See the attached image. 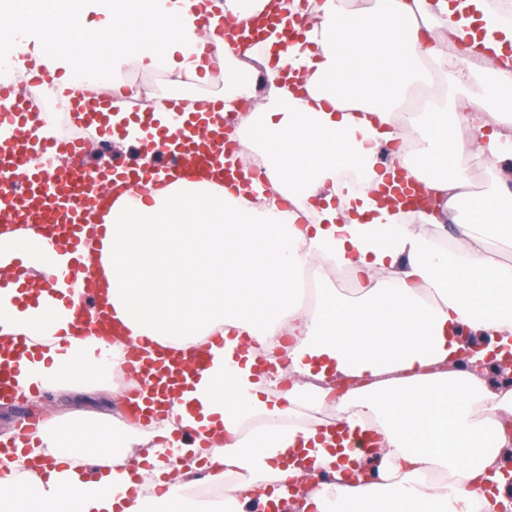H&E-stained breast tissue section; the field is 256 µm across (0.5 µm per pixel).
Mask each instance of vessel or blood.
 I'll return each mask as SVG.
<instances>
[{
	"instance_id": "obj_1",
	"label": "vessel or blood",
	"mask_w": 512,
	"mask_h": 512,
	"mask_svg": "<svg viewBox=\"0 0 512 512\" xmlns=\"http://www.w3.org/2000/svg\"><path fill=\"white\" fill-rule=\"evenodd\" d=\"M277 31L282 32L286 47H296L304 39L301 16L283 8L272 14L266 28L258 30L252 22L242 21L225 30L223 37L247 49L259 47L268 34ZM46 126L42 112L0 86V178L9 182L0 191V223L36 229L46 258L53 256L62 241L79 244V234L91 214L106 202L100 191L103 184L136 187L149 183L160 189L188 169L229 184H252L251 174L224 149L233 130L217 112L170 114L167 125L140 140L147 163L123 171L87 169L79 161L80 142L57 138ZM83 309L85 328L103 334L105 314L97 301L85 296ZM211 360L205 348L193 352L188 360L180 354L155 359L138 356L143 398L136 413L141 423L147 426L161 420L187 367L202 369Z\"/></svg>"
}]
</instances>
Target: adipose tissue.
Masks as SVG:
<instances>
[{
    "mask_svg": "<svg viewBox=\"0 0 512 512\" xmlns=\"http://www.w3.org/2000/svg\"><path fill=\"white\" fill-rule=\"evenodd\" d=\"M278 2L13 0L0 23L1 81L35 66L60 74L61 91L96 90L134 64L166 67L181 89L204 81L210 40L222 112L252 97L256 73L267 85L235 136L265 169L251 195L190 178L131 187L85 225L76 254L49 260L37 257L33 229L0 226V338L21 352L7 361L20 370L13 397L71 402L0 434L28 463L0 470V512H243L253 498H289L298 448L335 477L299 499V512H512L498 464L512 447L502 423L512 388L453 362L469 336L512 344V265L489 254L491 240L512 242V189L497 168L512 156V22L492 19L487 0H320L294 53L274 37L240 52L217 36L223 18L258 19ZM426 85L442 102L403 118L407 92ZM472 161L488 173L477 197ZM401 174L436 207L379 203ZM73 257L121 342L80 328L79 298L59 274ZM314 262L363 284L351 295L321 288L318 306L302 309L295 276ZM145 340L213 356L150 430L89 407L113 390L126 347ZM334 379L350 384L335 422L376 452L338 456L331 422L293 423L299 405H327ZM256 414L282 425L240 436ZM189 427L207 447L184 444ZM170 448L180 476L165 480L157 463ZM197 471L225 488L222 500L187 498L184 478ZM432 471L451 482L429 481Z\"/></svg>",
    "mask_w": 512,
    "mask_h": 512,
    "instance_id": "ef3b65f1",
    "label": "adipose tissue"
}]
</instances>
